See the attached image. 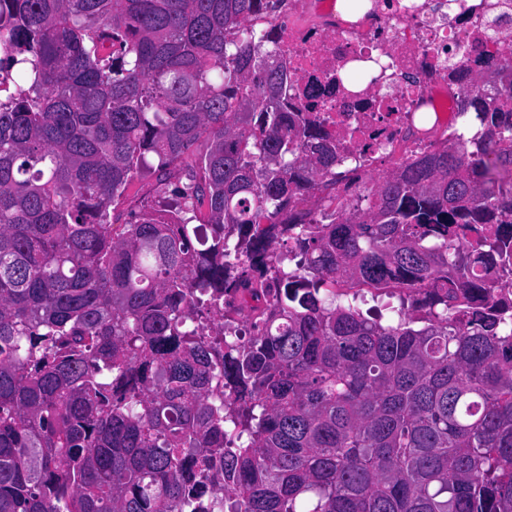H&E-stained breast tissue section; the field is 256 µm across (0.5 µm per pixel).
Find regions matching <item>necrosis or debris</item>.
<instances>
[{
  "label": "necrosis or debris",
  "instance_id": "necrosis-or-debris-1",
  "mask_svg": "<svg viewBox=\"0 0 512 512\" xmlns=\"http://www.w3.org/2000/svg\"><path fill=\"white\" fill-rule=\"evenodd\" d=\"M361 0L341 14L335 0H279L254 26L277 38L297 79L293 107L335 136L356 177L337 194L356 204L395 164L437 149L457 131L449 75L471 77L484 50L512 59V18L485 27L483 0ZM363 82H343L345 71Z\"/></svg>",
  "mask_w": 512,
  "mask_h": 512
}]
</instances>
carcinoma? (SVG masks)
<instances>
[{"mask_svg": "<svg viewBox=\"0 0 512 512\" xmlns=\"http://www.w3.org/2000/svg\"><path fill=\"white\" fill-rule=\"evenodd\" d=\"M270 2L0 0V512H512V64L474 134L285 224L336 140ZM157 188L155 175L144 173L135 176L127 186L119 205L112 213L114 227L118 230L119 224H125V220L131 211L138 212L144 206L155 205L154 203L158 200Z\"/></svg>", "mask_w": 512, "mask_h": 512, "instance_id": "1", "label": "carcinoma"}]
</instances>
